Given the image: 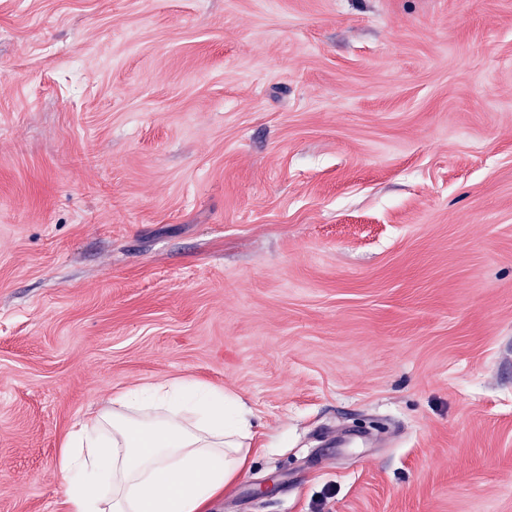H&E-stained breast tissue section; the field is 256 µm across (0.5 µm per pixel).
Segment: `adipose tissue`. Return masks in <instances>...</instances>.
<instances>
[{"instance_id":"1","label":"adipose tissue","mask_w":512,"mask_h":512,"mask_svg":"<svg viewBox=\"0 0 512 512\" xmlns=\"http://www.w3.org/2000/svg\"><path fill=\"white\" fill-rule=\"evenodd\" d=\"M251 417L240 395L190 378L115 393L64 441L66 512H210L248 468Z\"/></svg>"}]
</instances>
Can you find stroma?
Listing matches in <instances>:
<instances>
[{
    "mask_svg": "<svg viewBox=\"0 0 512 512\" xmlns=\"http://www.w3.org/2000/svg\"><path fill=\"white\" fill-rule=\"evenodd\" d=\"M177 375L212 512H512V0H0V512Z\"/></svg>",
    "mask_w": 512,
    "mask_h": 512,
    "instance_id": "35a3bbf8",
    "label": "stroma"
}]
</instances>
